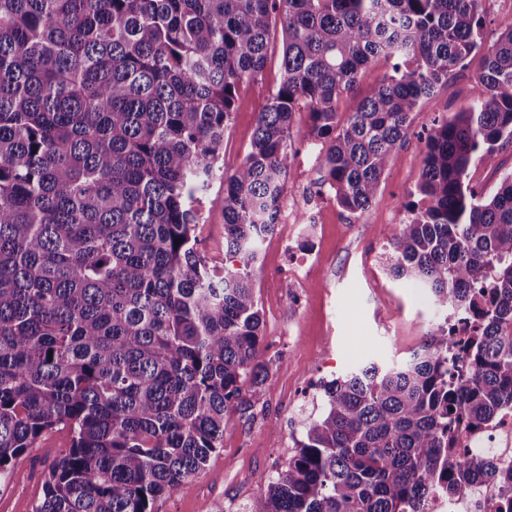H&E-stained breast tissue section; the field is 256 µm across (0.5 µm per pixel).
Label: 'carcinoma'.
<instances>
[{
	"label": "carcinoma",
	"instance_id": "1",
	"mask_svg": "<svg viewBox=\"0 0 512 512\" xmlns=\"http://www.w3.org/2000/svg\"><path fill=\"white\" fill-rule=\"evenodd\" d=\"M481 2L0 0V478L44 433H72L34 512H153L190 488L269 375L252 267L296 115L322 184L360 215L420 101L478 54L475 102L429 134L419 201L390 235L389 275L435 312L423 346L323 384V414L244 512H427L480 479L512 512L511 469L448 466L460 426L512 406V172L489 197L468 180L474 154L512 143V25L484 46ZM278 19L283 77L224 175L239 87L262 79ZM380 61L391 73L358 90ZM220 176L239 261L221 270L194 234Z\"/></svg>",
	"mask_w": 512,
	"mask_h": 512
}]
</instances>
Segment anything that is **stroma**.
<instances>
[{"instance_id": "stroma-1", "label": "stroma", "mask_w": 512, "mask_h": 512, "mask_svg": "<svg viewBox=\"0 0 512 512\" xmlns=\"http://www.w3.org/2000/svg\"><path fill=\"white\" fill-rule=\"evenodd\" d=\"M479 72V61H472L419 104L407 140L394 152L370 207L359 216L343 210L321 186L313 154L302 140L306 119L298 117L291 130L297 155L281 207L299 218L301 233L289 237L287 224H278L253 268L263 317L261 358L269 364V377L259 401L237 414L222 448L190 489L160 498L155 512H242L265 491L260 475L286 469L305 425L321 415V382L370 361L391 365L405 360L422 344L434 316L423 290L393 280L374 259L388 252L390 230L408 217L430 129L470 104ZM281 78V55L275 49L262 81L240 86L224 135V171L242 162L257 116ZM201 211L198 248L213 265L223 267L221 180L211 182ZM311 252L317 262L305 284L296 285L290 271ZM70 445L68 430L45 433L0 485V512H34L49 466Z\"/></svg>"}]
</instances>
